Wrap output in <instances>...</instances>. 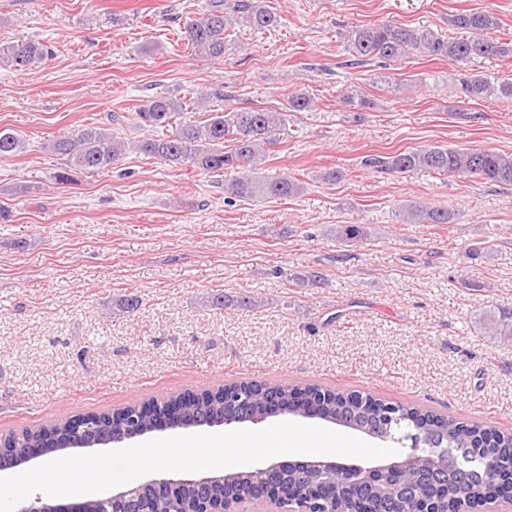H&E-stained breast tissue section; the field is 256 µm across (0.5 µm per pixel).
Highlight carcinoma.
<instances>
[{
    "mask_svg": "<svg viewBox=\"0 0 512 512\" xmlns=\"http://www.w3.org/2000/svg\"><path fill=\"white\" fill-rule=\"evenodd\" d=\"M226 0H208L199 16L184 26V39L194 51L206 57L220 59L226 53L227 32L234 25L258 31L275 28L279 16L264 5V0H237L232 10L225 8ZM448 23L466 33V37L444 39L429 29L411 28L390 22L355 28L345 34L348 51L360 63L367 61L398 62L413 53L429 57H446L456 62H466L475 57H511L512 43L497 42L485 34L499 27V19L485 12H461L451 15ZM46 46L35 41H20L5 48L0 46V64L18 69L31 68L42 62ZM455 94L461 101L495 98L512 101V75L465 73L455 85ZM203 98L191 97L184 101L166 94H157L136 107L133 120L153 135L141 140L136 149L141 154L169 165L187 166L209 173H222L224 202L260 200L270 197L288 198L298 195L303 186L294 178L265 174L259 171V161L270 147L280 142L286 130L288 113L303 112L310 108V99L303 93L291 92L286 104L278 108H234L230 111L212 109L205 119L190 120L184 117L201 107ZM25 139L12 129H0V156H11L23 151ZM51 153L62 157L63 167L55 180L67 183L76 172L104 171L122 155L125 143L102 128L86 127L59 137L49 143ZM364 165L379 172L428 171L438 175L476 176L493 184L512 186V154L495 148L458 149L436 145L393 153L389 156L369 155ZM402 218L408 224H447L450 213L446 208L429 207L410 202L402 207ZM367 228L361 224H339L336 237L347 243H357L366 238ZM494 336L512 338V312L490 321ZM229 393L243 390L251 410L262 408L268 397L277 395L286 405L301 391L313 400L308 410L328 421L355 429L384 430L387 420L386 405L389 401L372 394L363 398H347L341 393L327 391L316 384L289 386L275 381H232L224 384ZM180 399L179 412L183 416L209 419L224 414V396L208 389L184 391L168 396ZM403 415L402 423L410 428L419 424L428 433L440 438L453 448L473 445L481 439L491 438L498 448V467H512V432H504L481 423H465L420 409L410 404H397ZM136 410L129 404L110 413L90 412L98 426V435L112 437L113 427L125 415ZM52 431L56 444L51 446V456L60 455L57 446L68 443L72 432L67 420L61 419L36 429L24 428L11 431L5 440L23 446ZM434 464L420 458L409 468L407 489L418 486ZM315 471L290 470L286 477L285 493L291 497L302 495L316 481ZM257 490L255 482L244 480L232 469L224 472V479L199 490L192 485H181L173 490H143L150 512H185L200 493L215 498L236 495L246 497Z\"/></svg>",
    "mask_w": 512,
    "mask_h": 512,
    "instance_id": "1",
    "label": "carcinoma"
}]
</instances>
